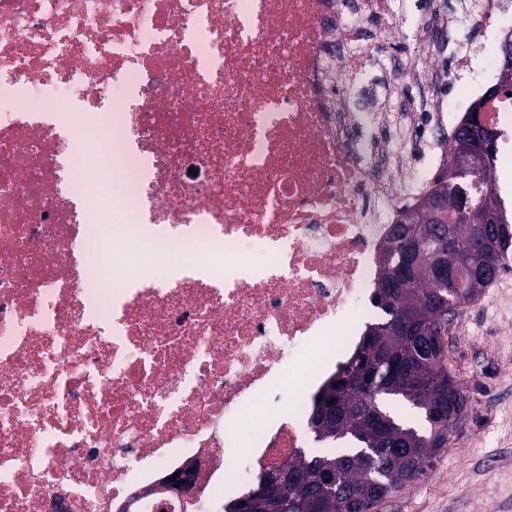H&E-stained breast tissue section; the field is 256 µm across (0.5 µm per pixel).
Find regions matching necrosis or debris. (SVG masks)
I'll return each instance as SVG.
<instances>
[{
    "instance_id": "obj_1",
    "label": "necrosis or debris",
    "mask_w": 512,
    "mask_h": 512,
    "mask_svg": "<svg viewBox=\"0 0 512 512\" xmlns=\"http://www.w3.org/2000/svg\"><path fill=\"white\" fill-rule=\"evenodd\" d=\"M471 20L482 57L430 0L396 62L374 0H0V512H215L232 450L298 459L314 384L376 314L380 251L437 188L344 100L385 67L421 84L435 166L472 111L512 146V94L440 93L448 51L504 67L512 0ZM112 185L120 242L96 226ZM143 252L183 274H134Z\"/></svg>"
}]
</instances>
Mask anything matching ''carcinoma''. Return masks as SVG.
<instances>
[{
    "instance_id": "carcinoma-1",
    "label": "carcinoma",
    "mask_w": 512,
    "mask_h": 512,
    "mask_svg": "<svg viewBox=\"0 0 512 512\" xmlns=\"http://www.w3.org/2000/svg\"><path fill=\"white\" fill-rule=\"evenodd\" d=\"M494 163L479 172V192L459 191L464 178L448 175L433 197L445 196L447 216L439 224H400L384 251L387 259L373 293L384 318L369 325L351 357L338 365L314 397L309 426L320 448L288 464L269 480L275 494L250 490L224 504V512H373L393 492L427 474L448 442L453 423L432 421L428 410L453 385L464 400L470 395L446 367L444 333L457 307L477 297L507 268L512 223L504 217L493 187ZM467 204L474 216L493 221L487 248L496 256L490 271L472 257V274L458 287L437 275L434 241L451 236L466 244L474 225L461 214ZM422 243L411 259L402 257L400 237ZM398 400L420 411L417 425L385 406Z\"/></svg>"
}]
</instances>
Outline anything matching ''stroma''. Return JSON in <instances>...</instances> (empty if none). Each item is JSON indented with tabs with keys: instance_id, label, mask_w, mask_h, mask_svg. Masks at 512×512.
I'll return each instance as SVG.
<instances>
[{
	"instance_id": "obj_1",
	"label": "stroma",
	"mask_w": 512,
	"mask_h": 512,
	"mask_svg": "<svg viewBox=\"0 0 512 512\" xmlns=\"http://www.w3.org/2000/svg\"><path fill=\"white\" fill-rule=\"evenodd\" d=\"M448 368L471 402L427 475L377 512H512V268L449 322Z\"/></svg>"
}]
</instances>
